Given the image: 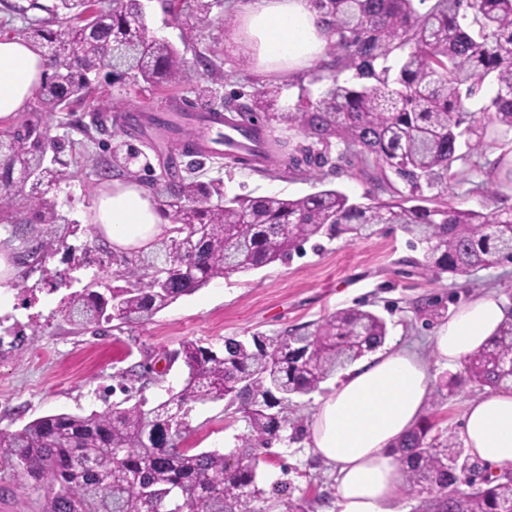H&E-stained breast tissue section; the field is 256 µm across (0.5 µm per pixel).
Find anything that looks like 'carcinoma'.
<instances>
[{"label": "carcinoma", "instance_id": "carcinoma-1", "mask_svg": "<svg viewBox=\"0 0 512 512\" xmlns=\"http://www.w3.org/2000/svg\"><path fill=\"white\" fill-rule=\"evenodd\" d=\"M170 7L207 15L217 0H169ZM329 9L319 23L327 35V84L315 100L280 112L281 87L271 83L251 105H225L249 128L254 113L267 123L283 122L311 140L293 145L263 140L253 150L294 170L329 162L331 139L352 149L376 170L387 200L357 202L336 189L299 197L229 195L219 181H203L196 168L180 174L173 161L158 183L149 156L127 141L109 147L111 161L101 175L148 183L158 209L170 220L152 255H112V286L93 274L57 310L83 329L142 323L179 297L224 274L260 269L300 255L317 236L367 238L381 224H399L424 251V269L473 275L493 263H512V207L490 214L461 210L445 202L457 163L479 165L491 148L512 152V0H319ZM37 0L17 8L27 26L22 36L47 61L35 91L39 111L67 109L92 89L91 75L104 68L119 78L150 85L182 80L186 57L169 41L150 33L140 0H58L56 24L30 18ZM355 71L357 84L341 78ZM495 89L490 102L471 105L486 79ZM489 113L488 121L476 118ZM123 122L144 136L175 134L163 116L125 115ZM58 142L39 122L26 120L0 130V223L16 226L26 210L37 224L57 223L52 191L69 178L55 155ZM54 152L47 158L48 152ZM405 184L401 191L393 179ZM31 190L25 191L27 182ZM21 265L60 249L72 251L47 231L35 249L12 231ZM124 285H118V282ZM446 307L429 298L419 317H443ZM385 320L360 306L329 313L304 333L265 340L227 337L220 347L184 341L170 359L180 361L183 384L148 405L122 384L124 398L89 415L58 413L0 433V463L47 491L44 512H310L306 496L283 502L259 486L263 450L282 439L288 422H298L296 398L381 346ZM512 314L492 340L467 359L461 382L492 388L512 386ZM223 400L243 414L247 432L227 453H190L193 405ZM439 402L430 415L394 446L405 492L416 496L412 512H512V474L482 477L489 465L464 454L457 435L431 434ZM468 483L462 490L459 484Z\"/></svg>", "mask_w": 512, "mask_h": 512}]
</instances>
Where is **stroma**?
<instances>
[{"label": "stroma", "mask_w": 512, "mask_h": 512, "mask_svg": "<svg viewBox=\"0 0 512 512\" xmlns=\"http://www.w3.org/2000/svg\"><path fill=\"white\" fill-rule=\"evenodd\" d=\"M143 5L150 33L168 39L192 60L185 81L141 87L129 80L113 81L103 73L90 98L46 120L51 136L60 142L59 157L72 174L58 192L61 220L54 230L68 244L85 250L90 268L80 271L83 279L92 271L107 277L113 270L112 257L104 250V240L94 235L89 216L100 185L93 171L108 159L109 145L127 137L114 103L126 101L130 112L161 116L194 101L196 86L212 84L217 90L215 108L220 111L231 98L246 103L268 84L277 83L282 87L280 104L289 109L298 104L302 91L318 95L326 82V71L316 64L289 75L256 71L248 47L227 43L224 18L234 15L233 0H223L207 16L187 11L176 19L168 13L166 0H143ZM200 54L211 59L214 70L223 72L221 84H214L213 70L195 64ZM331 157V165L317 180L285 167L259 171L203 154L196 160L205 178L222 181L233 193L302 197L331 188L356 201L367 194L386 198L371 169L343 144L333 145ZM448 201L459 209L488 214L512 205V182L476 168L451 182ZM13 283L19 310L4 321L17 324L26 346L21 350L10 343L0 346V432L46 415L103 411L116 400L109 387L128 370L138 373L150 368L142 395L148 402L158 401L167 388L182 384L179 366H167L164 356L186 340L219 346L227 337L274 339L306 330L336 309L363 304L386 320L388 343L424 345L436 328L435 322L416 313L417 304L426 298L442 299L452 312L487 292L502 304L512 303V264L496 263L469 278L447 274L430 281L422 249L412 247L409 235L397 224L380 225L373 236L351 242L342 237L314 238L303 255L214 279L149 321L120 331L105 325L97 331L82 330L65 321L56 309L68 290L43 285L39 268L18 266ZM483 392V387L468 383L442 396L434 418L436 431L460 433L466 401ZM316 401L313 394L301 398L304 419L299 429L288 430L286 440L273 442L259 473L262 487L276 491L279 499L304 495L315 500V512H331L320 499L333 497L335 470L307 447ZM190 421L192 433L186 444L197 452L228 450L236 436L247 431L240 414L221 401L195 405ZM44 504L43 490L22 486L11 468L0 465V512H43Z\"/></svg>", "instance_id": "35a3bbf8"}]
</instances>
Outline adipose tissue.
I'll return each mask as SVG.
<instances>
[{"label":"adipose tissue","mask_w":512,"mask_h":512,"mask_svg":"<svg viewBox=\"0 0 512 512\" xmlns=\"http://www.w3.org/2000/svg\"><path fill=\"white\" fill-rule=\"evenodd\" d=\"M237 41L253 45L260 65L296 72L319 59L327 43L313 0H246ZM46 71V60L25 39L0 41V120L23 112ZM97 236L114 248L149 249L167 222L136 183L115 179L98 188L92 206ZM507 315L485 293L442 323L430 349L381 346L351 369L312 416L308 446L336 470L337 512H394L402 489L393 447L416 426L431 393V362L462 366L493 338ZM462 437L473 458L512 471V390L466 404Z\"/></svg>","instance_id":"1"}]
</instances>
